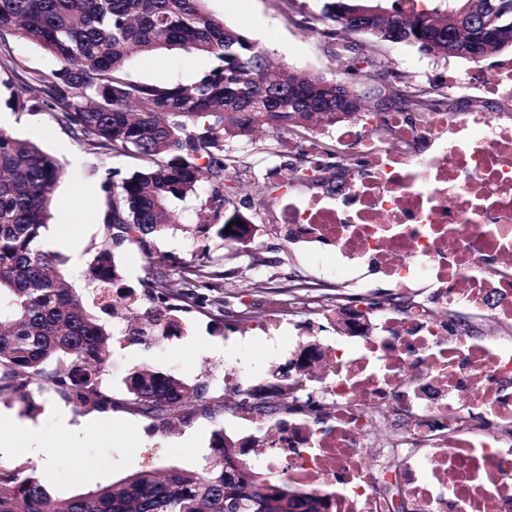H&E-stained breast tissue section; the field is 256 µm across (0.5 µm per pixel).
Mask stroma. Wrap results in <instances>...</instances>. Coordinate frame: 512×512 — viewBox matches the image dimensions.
I'll use <instances>...</instances> for the list:
<instances>
[{"label":"stroma","instance_id":"stroma-1","mask_svg":"<svg viewBox=\"0 0 512 512\" xmlns=\"http://www.w3.org/2000/svg\"><path fill=\"white\" fill-rule=\"evenodd\" d=\"M321 0H207L206 9L225 24L240 28L253 42L274 59L299 71L318 73L327 78H345L343 60L333 41L301 27L303 16L315 13ZM20 65L27 80L50 78L57 61L22 37H9L0 45ZM381 52L392 70L406 74L428 71L435 84L447 83L450 75L462 74L468 62L447 60L418 51L404 44L388 43ZM211 64L210 59L181 51L161 52L134 58L130 72L148 83L170 84L193 81ZM0 129L12 136L36 142L60 162L64 175L59 181L48 221L52 227L85 225L82 252H89L100 240V207L105 199L102 189L107 172L129 176L134 159L115 156L76 141L61 124L56 112L36 107L34 101L19 104L0 96ZM235 151L253 164L252 179L240 189L238 197L247 203L252 223L263 225L264 237L255 252L224 249L219 239L210 241L207 275L196 279L187 264L197 246L196 225L220 224L224 210L202 193L175 200L170 208L177 217L155 241V249L169 257L167 282L175 291L189 290L190 296L180 314L182 332L157 344L113 345L104 383L119 393L126 377L141 367L170 373L185 380L205 376L216 400H223L225 369L240 371L249 386L262 388L270 381L269 369L287 368L289 356L258 336L257 320L275 316L287 322L300 341H308L311 323H324L326 308L336 302L338 293H362L382 299L392 296L383 279H359L343 286L323 282L320 269L289 250L284 240L288 216L281 202L287 191H280L279 202L264 203L261 194L265 182L262 170L275 161H294V154L275 157L258 151L253 139L240 138ZM250 323H243L242 315ZM0 413L31 423L10 451L0 456V466L21 469L23 474L41 479L52 496L66 498L112 484L146 469L162 470L171 466L195 469L212 453L213 434L222 428L227 410L215 416H199L187 425L165 431L151 421L128 412L71 413V422L99 423L100 432L92 439L70 435L69 448L56 456L49 472H41L33 457L42 442L55 441L58 431L53 419L27 413L19 404L0 401Z\"/></svg>","mask_w":512,"mask_h":512}]
</instances>
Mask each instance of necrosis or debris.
I'll use <instances>...</instances> for the list:
<instances>
[{
  "instance_id": "necrosis-or-debris-1",
  "label": "necrosis or debris",
  "mask_w": 512,
  "mask_h": 512,
  "mask_svg": "<svg viewBox=\"0 0 512 512\" xmlns=\"http://www.w3.org/2000/svg\"><path fill=\"white\" fill-rule=\"evenodd\" d=\"M326 139L350 159L347 180L289 197V249L413 304L367 307L364 330H337L309 358L289 337L306 406L256 423L242 410L236 444L332 512H391L379 483L397 448L410 512H512V113L362 112L301 139L303 159L327 163ZM460 313L487 333L466 334Z\"/></svg>"
}]
</instances>
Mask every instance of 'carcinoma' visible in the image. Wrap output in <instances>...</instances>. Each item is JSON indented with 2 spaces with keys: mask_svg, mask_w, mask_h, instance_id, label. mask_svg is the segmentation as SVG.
<instances>
[{
  "mask_svg": "<svg viewBox=\"0 0 512 512\" xmlns=\"http://www.w3.org/2000/svg\"><path fill=\"white\" fill-rule=\"evenodd\" d=\"M207 0H0V44L18 35L53 57L59 68L42 88V103L58 113L77 140L115 156L135 159L137 169L121 182L103 184L100 242L89 253L87 274L94 308L66 285L63 256L40 244L63 172L55 157L35 142L0 132V398L35 411L32 385L72 410L122 409L165 427L211 411L207 380L186 382L148 368L125 381L118 399L103 385L112 358L113 336L102 316L124 322L130 344L154 341L181 329L174 294L165 287L167 258L153 249L154 237L175 221L168 209L175 199L198 193L202 183L224 181L215 199L225 210L222 224L199 228L201 237L225 238L227 225L251 224L232 205L236 178L246 160L226 143L252 133L255 123L268 132L266 149L279 152L286 138L302 139L315 114L334 125L350 122L377 104L356 82L338 80L343 95L362 102L357 109L336 100L315 107L328 78L299 72L271 58L239 29L224 25L205 8ZM481 0H408L394 12L373 13L356 24L349 15L361 0H324L320 13L303 27L334 40L338 28L366 38L344 44L348 73L375 81L400 82L392 99L403 110L432 112L438 100L453 111L447 96L428 91L407 75L389 71L376 55L361 50L401 42L436 57H460L458 44L470 35L466 8ZM180 50L213 61L188 83L153 84L133 79L135 55ZM22 101L36 88L19 77L9 60H0V87ZM296 102L288 107V93ZM137 246L155 269L141 282L143 291L123 283L115 252ZM238 450L214 434L212 454L200 470L173 466L158 476L130 474L102 488L55 498L32 476L0 467V512H225L242 497L252 512H328V501L294 485L286 475L261 477L249 461L233 462Z\"/></svg>",
  "mask_w": 512,
  "mask_h": 512,
  "instance_id": "carcinoma-1",
  "label": "carcinoma"
}]
</instances>
